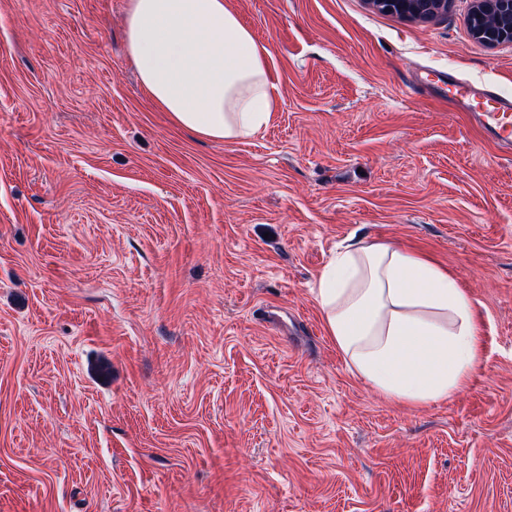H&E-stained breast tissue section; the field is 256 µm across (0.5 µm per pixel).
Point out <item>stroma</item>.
I'll return each mask as SVG.
<instances>
[{"label": "stroma", "mask_w": 512, "mask_h": 512, "mask_svg": "<svg viewBox=\"0 0 512 512\" xmlns=\"http://www.w3.org/2000/svg\"><path fill=\"white\" fill-rule=\"evenodd\" d=\"M473 0H226L275 114L232 144L141 87L128 0H0V512H512V155L426 86L512 95ZM448 269V399L350 370L313 290L350 239ZM376 7L386 12H394L397 8L403 15L429 19L438 14L444 2L438 0H371Z\"/></svg>", "instance_id": "35a3bbf8"}]
</instances>
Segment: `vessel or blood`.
<instances>
[{"label":"vessel or blood","instance_id":"1","mask_svg":"<svg viewBox=\"0 0 512 512\" xmlns=\"http://www.w3.org/2000/svg\"><path fill=\"white\" fill-rule=\"evenodd\" d=\"M442 84L454 90V107L466 114L502 152L512 151V97L451 71L441 73Z\"/></svg>","mask_w":512,"mask_h":512}]
</instances>
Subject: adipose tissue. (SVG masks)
<instances>
[{
  "label": "adipose tissue",
  "mask_w": 512,
  "mask_h": 512,
  "mask_svg": "<svg viewBox=\"0 0 512 512\" xmlns=\"http://www.w3.org/2000/svg\"><path fill=\"white\" fill-rule=\"evenodd\" d=\"M126 46L144 91L178 126L230 144L271 123L268 51L224 0H128ZM314 295L352 372L390 399H446L481 359L469 295L403 248L348 244Z\"/></svg>",
  "instance_id": "adipose-tissue-1"
}]
</instances>
